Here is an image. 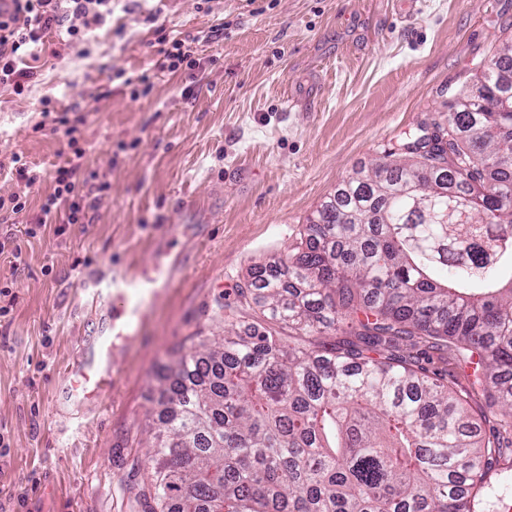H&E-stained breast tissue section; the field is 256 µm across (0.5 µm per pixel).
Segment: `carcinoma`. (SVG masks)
Returning <instances> with one entry per match:
<instances>
[{
  "label": "carcinoma",
  "mask_w": 512,
  "mask_h": 512,
  "mask_svg": "<svg viewBox=\"0 0 512 512\" xmlns=\"http://www.w3.org/2000/svg\"><path fill=\"white\" fill-rule=\"evenodd\" d=\"M433 124L343 179L292 253L168 366L138 512H512V42ZM466 212L473 223L457 224ZM267 323L241 324L237 309ZM476 366L472 417L427 349Z\"/></svg>",
  "instance_id": "cac0c4a2"
}]
</instances>
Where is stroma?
Masks as SVG:
<instances>
[{
    "label": "stroma",
    "mask_w": 512,
    "mask_h": 512,
    "mask_svg": "<svg viewBox=\"0 0 512 512\" xmlns=\"http://www.w3.org/2000/svg\"><path fill=\"white\" fill-rule=\"evenodd\" d=\"M162 34L190 40L198 68L163 70ZM510 39L512 0H112L89 40L51 30L23 94L0 86V196L20 189L15 159L49 172L79 149L106 189L85 224L35 227L48 180L0 213L23 257L0 254V512H135L172 348L223 336L251 268L295 247L343 178L443 121ZM73 107L71 142L57 119ZM148 276L112 318L109 283ZM105 328L112 388L83 402L66 370ZM429 367L485 410L452 352Z\"/></svg>",
    "instance_id": "1"
}]
</instances>
